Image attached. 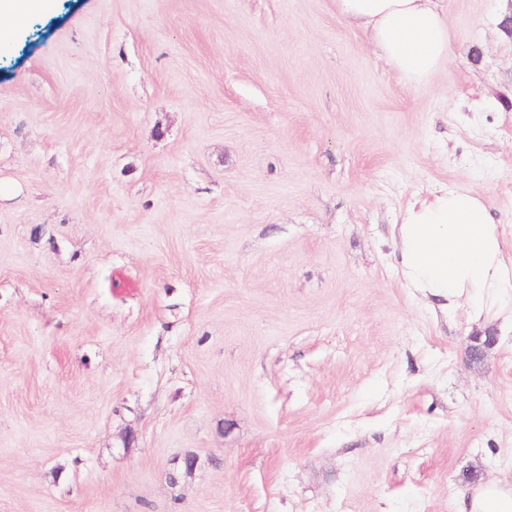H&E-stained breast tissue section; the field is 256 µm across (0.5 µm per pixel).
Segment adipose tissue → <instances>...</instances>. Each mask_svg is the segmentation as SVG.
<instances>
[{
    "label": "adipose tissue",
    "instance_id": "adipose-tissue-1",
    "mask_svg": "<svg viewBox=\"0 0 512 512\" xmlns=\"http://www.w3.org/2000/svg\"><path fill=\"white\" fill-rule=\"evenodd\" d=\"M337 20L369 35L388 67L422 85L446 63L451 27L444 0H333ZM404 284L421 299L467 306L487 319L512 296V243L485 197L469 187L432 188L392 227Z\"/></svg>",
    "mask_w": 512,
    "mask_h": 512
}]
</instances>
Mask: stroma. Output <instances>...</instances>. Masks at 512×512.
Listing matches in <instances>:
<instances>
[{
	"instance_id": "obj_1",
	"label": "stroma",
	"mask_w": 512,
	"mask_h": 512,
	"mask_svg": "<svg viewBox=\"0 0 512 512\" xmlns=\"http://www.w3.org/2000/svg\"><path fill=\"white\" fill-rule=\"evenodd\" d=\"M445 6L419 87L332 0L17 21L0 512H462L512 483V297L479 324L432 311L391 235L457 184L512 235V0Z\"/></svg>"
}]
</instances>
